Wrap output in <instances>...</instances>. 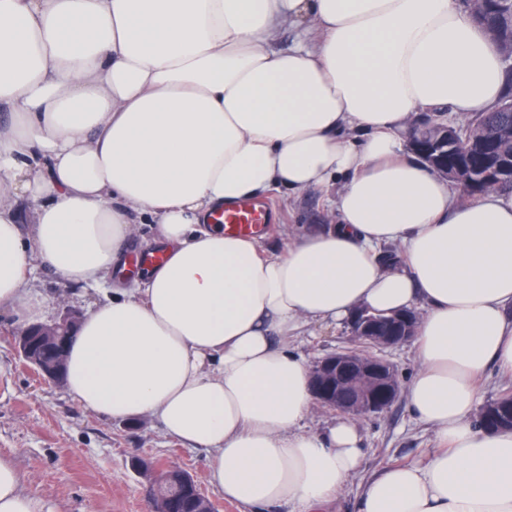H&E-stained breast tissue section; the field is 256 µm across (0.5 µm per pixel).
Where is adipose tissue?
I'll use <instances>...</instances> for the list:
<instances>
[{
    "label": "adipose tissue",
    "mask_w": 512,
    "mask_h": 512,
    "mask_svg": "<svg viewBox=\"0 0 512 512\" xmlns=\"http://www.w3.org/2000/svg\"><path fill=\"white\" fill-rule=\"evenodd\" d=\"M511 80L455 0H0V308L43 315L42 263L98 289L154 225L163 262L82 317L69 392L205 452L227 501L328 512L362 440L342 413L303 429L311 365L288 343L423 304L405 400L433 447L359 512H512V429L475 419L487 372L512 380V192L461 200L407 147L413 113L488 111ZM334 184L335 226L278 254L212 221ZM0 512H50L9 455Z\"/></svg>",
    "instance_id": "adipose-tissue-1"
}]
</instances>
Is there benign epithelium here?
I'll return each instance as SVG.
<instances>
[{
  "label": "benign epithelium",
  "instance_id": "benign-epithelium-1",
  "mask_svg": "<svg viewBox=\"0 0 512 512\" xmlns=\"http://www.w3.org/2000/svg\"><path fill=\"white\" fill-rule=\"evenodd\" d=\"M442 130V138L423 147V154L434 164L435 172L443 178H451L462 183L470 182L462 168L448 172V167L437 165V157L448 139L454 137L453 124L437 122ZM512 172V164L500 160L484 170L481 179L487 183L496 182ZM419 313L407 310L399 317L400 326H379L374 320L359 314L351 322L350 330L355 349L340 350L328 354L311 366L313 392L316 400L323 406L341 411L348 415L362 416L379 413L390 408L401 391L395 366L387 359L364 352L371 348L384 351L410 342L415 333ZM80 321V313L68 310L59 319L50 324H38L19 334L15 339L18 356L34 367L38 376L48 382H63V360L67 339ZM36 334L54 355V359L44 364L34 358L27 344V336ZM165 470L178 475L180 481L194 489L198 503L196 512H216L215 505L198 487L195 477L174 463L165 466Z\"/></svg>",
  "mask_w": 512,
  "mask_h": 512
}]
</instances>
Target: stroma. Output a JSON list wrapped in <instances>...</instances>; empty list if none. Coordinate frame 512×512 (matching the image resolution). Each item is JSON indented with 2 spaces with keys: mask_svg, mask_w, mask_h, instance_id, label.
<instances>
[{
  "mask_svg": "<svg viewBox=\"0 0 512 512\" xmlns=\"http://www.w3.org/2000/svg\"><path fill=\"white\" fill-rule=\"evenodd\" d=\"M337 187L311 189L292 198L272 193L279 213L259 240L267 252L287 243L285 228L316 233L333 224L329 202ZM47 301V321L63 311L87 312L97 294L66 285L50 269L34 283ZM20 328L0 313V454L12 456L26 488L41 497L52 512H148L146 479L130 465L142 455L175 461L197 479L219 512H247L225 501L210 482L204 452L186 448L165 435L151 417L112 419L83 409L66 385L44 383L19 358L14 338ZM348 326L310 328L301 345L309 361L350 348ZM363 459L358 476L334 504L333 512H358L365 480L393 463L421 459L432 446V434L409 411L404 400L389 409L358 419Z\"/></svg>",
  "mask_w": 512,
  "mask_h": 512,
  "instance_id": "1",
  "label": "stroma"
}]
</instances>
